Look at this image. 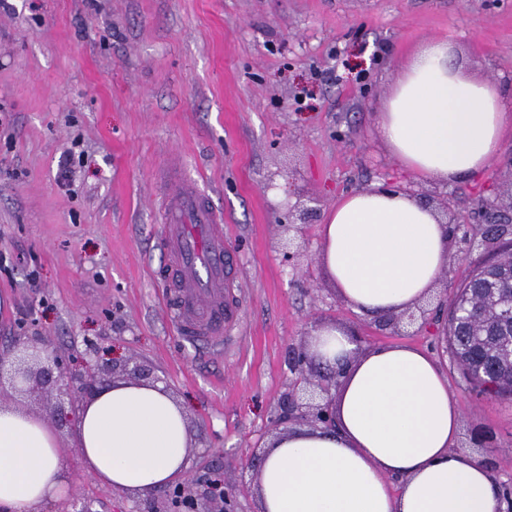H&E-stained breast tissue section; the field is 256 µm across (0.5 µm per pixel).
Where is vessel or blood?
I'll use <instances>...</instances> for the list:
<instances>
[{
	"instance_id": "b4317fda",
	"label": "vessel or blood",
	"mask_w": 512,
	"mask_h": 512,
	"mask_svg": "<svg viewBox=\"0 0 512 512\" xmlns=\"http://www.w3.org/2000/svg\"><path fill=\"white\" fill-rule=\"evenodd\" d=\"M165 256L164 301L181 335L212 348L224 344V326L238 318L224 296V228L208 195L175 189L161 202Z\"/></svg>"
}]
</instances>
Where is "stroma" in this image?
<instances>
[{"mask_svg": "<svg viewBox=\"0 0 512 512\" xmlns=\"http://www.w3.org/2000/svg\"><path fill=\"white\" fill-rule=\"evenodd\" d=\"M448 41L466 72L512 93V0H6L0 5V354L18 329L30 351L67 357L90 338L115 360L153 366L186 408L193 472L252 483L241 463L266 447L285 361L319 324L368 345L430 353L461 410L459 450L512 483V402L467 385L442 338L448 303L408 335L375 329L342 302L305 229L301 272L280 256L281 201L328 211L383 182L450 205L471 229L478 201L512 192V118L476 179L436 183L380 142L376 124L412 53ZM78 160L69 183L58 160ZM168 177L221 212L238 320L223 352L186 342L163 303L161 192ZM493 256L463 243L448 293ZM36 286H29V273ZM62 463L96 512H142L137 494L91 478L57 428Z\"/></svg>", "mask_w": 512, "mask_h": 512, "instance_id": "35a3bbf8", "label": "stroma"}]
</instances>
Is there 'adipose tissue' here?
Instances as JSON below:
<instances>
[{
  "label": "adipose tissue",
  "instance_id": "adipose-tissue-1",
  "mask_svg": "<svg viewBox=\"0 0 512 512\" xmlns=\"http://www.w3.org/2000/svg\"><path fill=\"white\" fill-rule=\"evenodd\" d=\"M452 58L448 42L420 47L377 124L401 164L444 183L483 173L512 113L501 89ZM320 234L329 282L369 317L425 300L452 253L451 227L431 207L378 185L339 198ZM309 351L321 367L344 370L336 428H295L270 442L254 484L262 512H502L486 466L455 448L461 413L435 358L405 344L357 345L339 325L313 330ZM75 446L101 484L152 494L187 467L186 410L162 384L118 381L80 409ZM69 486L45 417L0 405V512H36Z\"/></svg>",
  "mask_w": 512,
  "mask_h": 512
}]
</instances>
